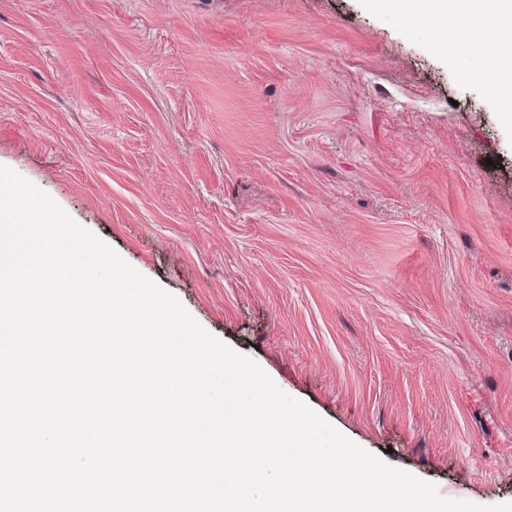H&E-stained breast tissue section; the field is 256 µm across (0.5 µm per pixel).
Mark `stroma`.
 <instances>
[{
	"label": "stroma",
	"mask_w": 512,
	"mask_h": 512,
	"mask_svg": "<svg viewBox=\"0 0 512 512\" xmlns=\"http://www.w3.org/2000/svg\"><path fill=\"white\" fill-rule=\"evenodd\" d=\"M0 165L440 497L512 502V130L363 0H0Z\"/></svg>",
	"instance_id": "35a3bbf8"
}]
</instances>
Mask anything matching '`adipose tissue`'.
<instances>
[{"instance_id":"ef3b65f1","label":"adipose tissue","mask_w":512,"mask_h":512,"mask_svg":"<svg viewBox=\"0 0 512 512\" xmlns=\"http://www.w3.org/2000/svg\"><path fill=\"white\" fill-rule=\"evenodd\" d=\"M369 9L426 24L437 51L468 78L485 85L504 126L512 128V0H365ZM485 45L474 59L460 50Z\"/></svg>"}]
</instances>
